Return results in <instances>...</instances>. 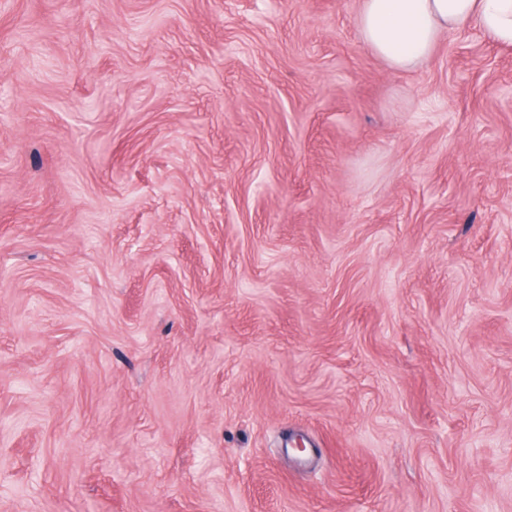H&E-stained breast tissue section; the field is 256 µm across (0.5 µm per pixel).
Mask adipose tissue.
Returning a JSON list of instances; mask_svg holds the SVG:
<instances>
[{
	"label": "adipose tissue",
	"mask_w": 512,
	"mask_h": 512,
	"mask_svg": "<svg viewBox=\"0 0 512 512\" xmlns=\"http://www.w3.org/2000/svg\"><path fill=\"white\" fill-rule=\"evenodd\" d=\"M362 43L394 71L427 63L445 33L476 25L512 47V0H360Z\"/></svg>",
	"instance_id": "obj_1"
}]
</instances>
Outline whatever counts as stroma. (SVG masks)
Segmentation results:
<instances>
[{
  "instance_id": "35a3bbf8",
  "label": "stroma",
  "mask_w": 512,
  "mask_h": 512,
  "mask_svg": "<svg viewBox=\"0 0 512 512\" xmlns=\"http://www.w3.org/2000/svg\"><path fill=\"white\" fill-rule=\"evenodd\" d=\"M358 8L0 0V512H512V48Z\"/></svg>"
}]
</instances>
